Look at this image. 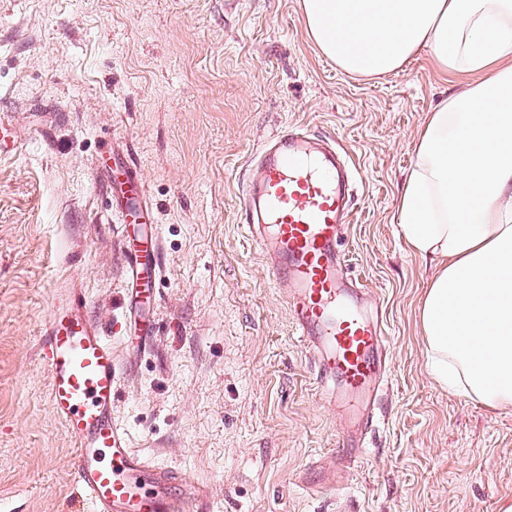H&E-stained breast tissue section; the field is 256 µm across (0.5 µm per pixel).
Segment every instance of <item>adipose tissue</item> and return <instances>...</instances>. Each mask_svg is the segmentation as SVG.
I'll use <instances>...</instances> for the list:
<instances>
[{
	"mask_svg": "<svg viewBox=\"0 0 512 512\" xmlns=\"http://www.w3.org/2000/svg\"><path fill=\"white\" fill-rule=\"evenodd\" d=\"M308 36L347 73L397 72L420 50L469 75L429 112L397 207L434 263L420 308L432 376L512 405V0H302Z\"/></svg>",
	"mask_w": 512,
	"mask_h": 512,
	"instance_id": "1",
	"label": "adipose tissue"
}]
</instances>
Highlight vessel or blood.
<instances>
[{"label":"vessel or blood","instance_id":"1","mask_svg":"<svg viewBox=\"0 0 512 512\" xmlns=\"http://www.w3.org/2000/svg\"><path fill=\"white\" fill-rule=\"evenodd\" d=\"M260 174L242 194L247 227L276 282L287 288L292 326L312 359L318 391L354 403L357 440L376 423L385 344L378 317L360 305L340 248L349 222L353 170L333 138L295 127L265 141ZM97 181L120 199L121 225L140 221L147 202L131 155L96 158ZM131 307L150 298L160 271L157 234L119 237ZM81 289L55 296L38 345L49 377L53 414L75 445L71 512H216L206 487L179 469L135 451L112 418L115 352L86 316Z\"/></svg>","mask_w":512,"mask_h":512}]
</instances>
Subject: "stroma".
Returning a JSON list of instances; mask_svg holds the SVG:
<instances>
[{
	"instance_id": "obj_1",
	"label": "stroma",
	"mask_w": 512,
	"mask_h": 512,
	"mask_svg": "<svg viewBox=\"0 0 512 512\" xmlns=\"http://www.w3.org/2000/svg\"><path fill=\"white\" fill-rule=\"evenodd\" d=\"M463 77L427 52L369 80L308 38L300 0H0V500L69 512L74 443L48 401L37 338L61 284L118 353L113 418L149 460L207 485L222 512H502L512 406L429 373L419 309L435 269L409 251L398 199L428 112ZM304 125L361 174L343 248L389 338L381 419L334 489L345 408L317 391L276 283L240 220L262 143ZM131 149L157 217L160 297L140 335L119 221L93 173Z\"/></svg>"
}]
</instances>
